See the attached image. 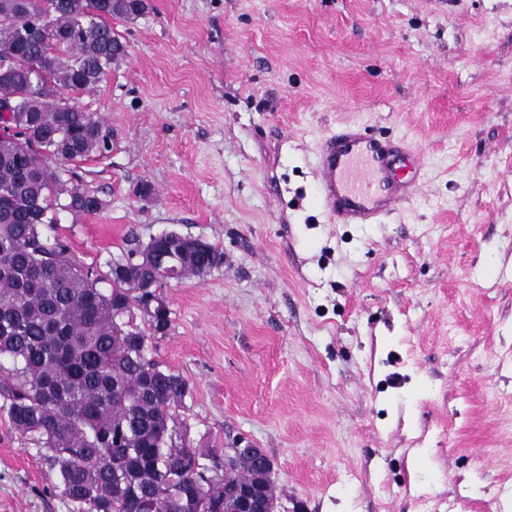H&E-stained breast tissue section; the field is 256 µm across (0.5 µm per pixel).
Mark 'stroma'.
Segmentation results:
<instances>
[{
  "label": "stroma",
  "mask_w": 512,
  "mask_h": 512,
  "mask_svg": "<svg viewBox=\"0 0 512 512\" xmlns=\"http://www.w3.org/2000/svg\"><path fill=\"white\" fill-rule=\"evenodd\" d=\"M76 102L112 147L61 209L85 265L166 231L224 251L169 280L156 358L187 443L265 449L283 512H503L512 493V0H152ZM354 123L423 158L374 224L318 198ZM0 512H77L0 410Z\"/></svg>",
  "instance_id": "35a3bbf8"
}]
</instances>
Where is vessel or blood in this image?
<instances>
[{
  "instance_id": "obj_1",
  "label": "vessel or blood",
  "mask_w": 512,
  "mask_h": 512,
  "mask_svg": "<svg viewBox=\"0 0 512 512\" xmlns=\"http://www.w3.org/2000/svg\"><path fill=\"white\" fill-rule=\"evenodd\" d=\"M398 149L349 124L324 136L317 153L319 196L337 224H371L419 191L401 173Z\"/></svg>"
}]
</instances>
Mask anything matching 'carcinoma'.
Instances as JSON below:
<instances>
[{"label": "carcinoma", "mask_w": 512, "mask_h": 512, "mask_svg": "<svg viewBox=\"0 0 512 512\" xmlns=\"http://www.w3.org/2000/svg\"><path fill=\"white\" fill-rule=\"evenodd\" d=\"M150 0H0V100L15 111L0 132V408L13 429L46 450L63 495L81 512H224L229 484L263 485L276 512L271 468L239 455L224 478L220 457L177 443L189 385L159 362L167 334L163 264L181 237L144 246L148 260L116 266L114 284L51 233L54 205L102 207L62 180V167L101 153L102 121L71 101L95 89L125 46L113 18L134 19ZM224 264L208 244L181 256L178 278ZM147 316L136 323L133 309ZM210 460L205 478L199 461Z\"/></svg>", "instance_id": "1"}]
</instances>
